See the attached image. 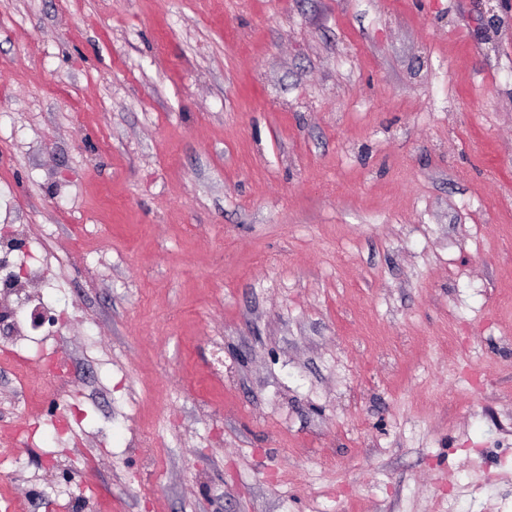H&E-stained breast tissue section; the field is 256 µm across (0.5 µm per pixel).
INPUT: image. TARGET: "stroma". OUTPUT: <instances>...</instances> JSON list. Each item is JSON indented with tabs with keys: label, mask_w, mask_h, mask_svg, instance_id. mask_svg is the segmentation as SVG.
<instances>
[{
	"label": "stroma",
	"mask_w": 512,
	"mask_h": 512,
	"mask_svg": "<svg viewBox=\"0 0 512 512\" xmlns=\"http://www.w3.org/2000/svg\"><path fill=\"white\" fill-rule=\"evenodd\" d=\"M18 224L0 512H512V0H0Z\"/></svg>",
	"instance_id": "35a3bbf8"
}]
</instances>
